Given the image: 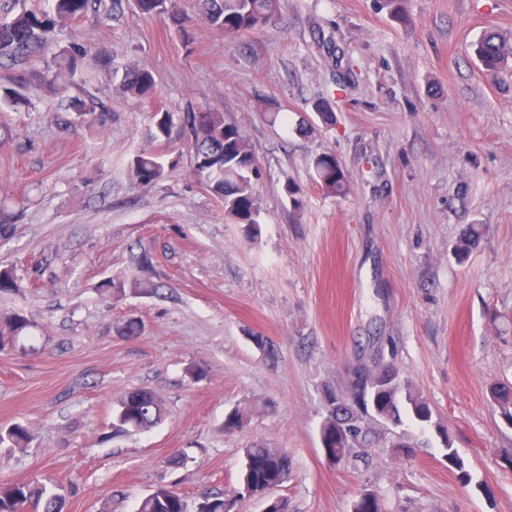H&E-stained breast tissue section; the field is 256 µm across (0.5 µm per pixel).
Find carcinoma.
Instances as JSON below:
<instances>
[{"mask_svg": "<svg viewBox=\"0 0 512 512\" xmlns=\"http://www.w3.org/2000/svg\"><path fill=\"white\" fill-rule=\"evenodd\" d=\"M128 6L137 17L168 16L173 30L187 46L194 43V32L187 16L176 9L173 0H112V13ZM91 0H51L47 10L23 8L10 18L0 20V66L13 71L7 83L0 84V113L14 112L30 105L22 93L29 85L40 87L49 95L79 88L87 47L68 34L72 24L83 17ZM280 8V0H205L203 20L211 29L232 38H240L267 24ZM475 56L484 69L498 72L512 65V37L495 29H486L475 44ZM115 92L142 100L151 99L156 89L155 77L149 69L127 65ZM72 124L88 129L103 128L111 118L104 100L80 91L69 98ZM323 125L334 123L333 105L328 99L313 104ZM180 130L194 154V176L207 192L224 207V217L237 224L258 223L252 177L258 174L256 157L238 125L226 121L224 113L210 109L186 112L179 118ZM152 139L163 146L170 142L174 114L158 107L152 113ZM313 180L336 196L344 193V174L331 153H323L311 162ZM128 175L138 186L158 183L165 175L163 155L155 150L137 155L130 163ZM24 211L0 201V239L13 234ZM481 228L472 224L454 247L456 258L463 261L479 243ZM18 288L17 274L9 267L0 268V294ZM28 327L20 313L0 314V345ZM491 397L512 419V386L496 383L490 387ZM347 413L363 414L374 420L399 427L407 420L426 423L432 410L410 383L396 371L383 368L365 375L352 384V401ZM165 417L164 403L149 388L128 392L118 403L112 416V431L124 434L150 429ZM362 429L344 432L336 417L328 414L321 427L325 457L332 462L348 458L359 443ZM8 441L24 448L29 441L28 429L16 424L0 432V443ZM292 459L288 452L255 444L243 449L240 482L253 488V497L265 498L288 481ZM223 493L208 492L198 499L196 512H230ZM63 505L46 488L32 483L0 484V512H62ZM136 512H186L183 499L173 490L163 488L153 497L142 499ZM353 512H382L377 492L361 495L353 504Z\"/></svg>", "mask_w": 512, "mask_h": 512, "instance_id": "cac0c4a2", "label": "carcinoma"}]
</instances>
